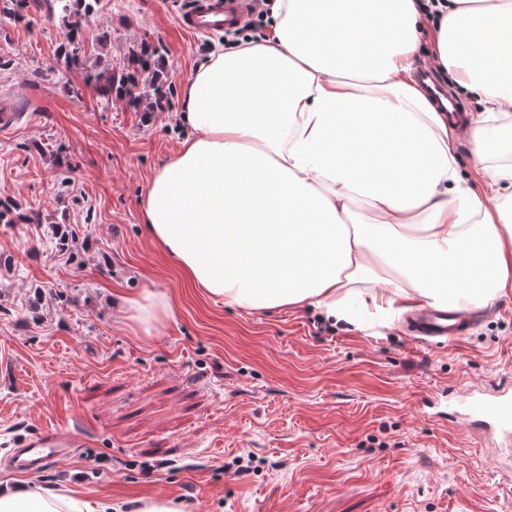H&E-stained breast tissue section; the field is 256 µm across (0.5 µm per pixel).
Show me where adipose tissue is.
Segmentation results:
<instances>
[{
  "label": "adipose tissue",
  "mask_w": 512,
  "mask_h": 512,
  "mask_svg": "<svg viewBox=\"0 0 512 512\" xmlns=\"http://www.w3.org/2000/svg\"><path fill=\"white\" fill-rule=\"evenodd\" d=\"M264 35L210 52L182 89L188 132L153 173L143 220L189 287L229 307L351 319L376 309L479 308L512 291V163L475 153L464 183L452 132L417 82L428 51L481 111L476 145L512 119V0H274ZM361 203L374 219L359 224ZM144 334L166 293L118 296ZM0 512H181L155 496L90 501L21 478Z\"/></svg>",
  "instance_id": "obj_1"
}]
</instances>
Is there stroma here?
Masks as SVG:
<instances>
[{
	"mask_svg": "<svg viewBox=\"0 0 512 512\" xmlns=\"http://www.w3.org/2000/svg\"><path fill=\"white\" fill-rule=\"evenodd\" d=\"M175 0H92L79 66L50 0H0V484L17 439L76 446L34 481L87 498L160 495L186 512H512V439L468 425L459 386L512 383V294L429 347L404 316L330 326L294 307L228 308L186 287L142 228L144 187L183 135L181 89L223 32L189 34ZM158 48L161 108L104 102L93 73ZM70 236L59 250L52 229ZM169 293L143 336L114 292ZM249 459L236 474L239 459Z\"/></svg>",
	"mask_w": 512,
	"mask_h": 512,
	"instance_id": "stroma-1",
	"label": "stroma"
}]
</instances>
